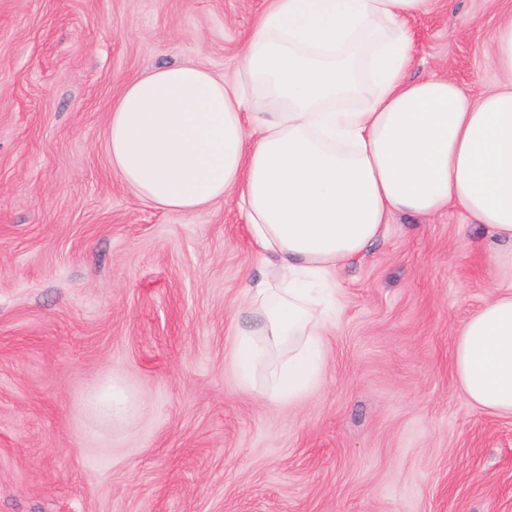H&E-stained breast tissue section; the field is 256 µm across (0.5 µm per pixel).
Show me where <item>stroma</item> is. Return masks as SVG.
<instances>
[{"mask_svg":"<svg viewBox=\"0 0 512 512\" xmlns=\"http://www.w3.org/2000/svg\"><path fill=\"white\" fill-rule=\"evenodd\" d=\"M270 0H0V512H512V416L453 367L493 294L485 231L397 215L338 275L321 381L244 387L233 349L266 268L235 205L180 212L112 167L123 87L186 60L234 79ZM512 0H433L411 79L496 87ZM135 401L85 414L90 386Z\"/></svg>","mask_w":512,"mask_h":512,"instance_id":"obj_1","label":"stroma"}]
</instances>
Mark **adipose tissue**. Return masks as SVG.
I'll return each instance as SVG.
<instances>
[{
  "mask_svg": "<svg viewBox=\"0 0 512 512\" xmlns=\"http://www.w3.org/2000/svg\"><path fill=\"white\" fill-rule=\"evenodd\" d=\"M431 0H272L235 80L194 62L126 85L112 106L113 167L176 211L233 200L265 266L236 332L243 372L267 362L263 397L295 400L322 375L340 270L393 215L463 210L512 267V15L492 32L500 88L409 79L408 18ZM466 397L512 415V280L463 325L453 348Z\"/></svg>",
  "mask_w": 512,
  "mask_h": 512,
  "instance_id": "adipose-tissue-1",
  "label": "adipose tissue"
}]
</instances>
